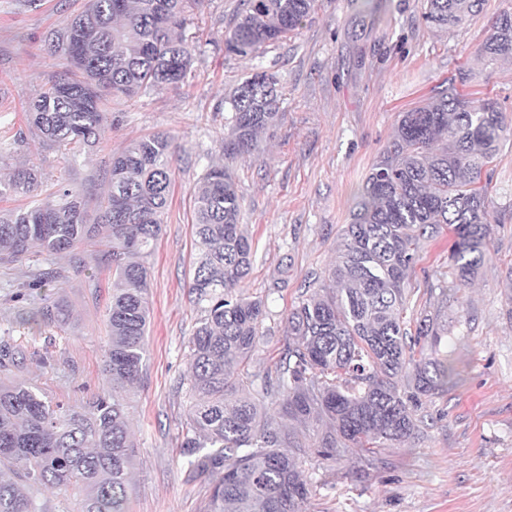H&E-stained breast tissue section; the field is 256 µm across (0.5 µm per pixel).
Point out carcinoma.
Returning a JSON list of instances; mask_svg holds the SVG:
<instances>
[{
	"instance_id": "cac0c4a2",
	"label": "carcinoma",
	"mask_w": 512,
	"mask_h": 512,
	"mask_svg": "<svg viewBox=\"0 0 512 512\" xmlns=\"http://www.w3.org/2000/svg\"><path fill=\"white\" fill-rule=\"evenodd\" d=\"M317 0H241L224 50L259 56L303 27ZM199 0H88L62 40L80 77L50 83L28 105L42 137L59 146L92 145L102 133L107 92L131 97L176 87L192 65L185 34ZM483 0H425L423 18L440 31L480 13ZM512 51V12L490 21L483 53ZM448 80L440 95L404 112L355 197L336 258L314 277L289 313L288 342L275 368L250 371L266 300L239 293L253 265L240 216L243 197L224 165L210 167L194 194L196 262L190 288L201 316L186 345L191 412L181 455L211 478L199 512H300L310 494L297 458L307 448L333 458L374 454L415 434V408L448 390L453 369L441 350L448 309L406 319L410 280L423 242L448 226V259L458 286L485 262L489 186L512 120L491 99L471 100ZM276 73L256 70L224 101V156L251 154L279 118ZM172 139L132 141L112 158L98 223H84L81 194H58L21 211L0 212V264L38 247L63 253L107 239L112 300L104 370L112 389L131 391L143 369L149 322L145 259L161 232L171 188ZM41 175L19 168L0 195L30 191ZM18 350L0 344V512H48L44 486L74 491L70 512H126L134 442L130 396L103 395L77 407L52 403L9 381Z\"/></svg>"
}]
</instances>
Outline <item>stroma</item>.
<instances>
[{"mask_svg":"<svg viewBox=\"0 0 512 512\" xmlns=\"http://www.w3.org/2000/svg\"><path fill=\"white\" fill-rule=\"evenodd\" d=\"M86 0H0V177L37 169L36 192L0 196L19 210L65 184L96 223L113 156L133 140L172 137V188L159 238L146 259L150 320L140 380L131 395L135 444L127 512H198L207 480L191 477L180 454L190 404L187 342L200 316L193 277L196 184L224 160V99L245 75L277 74L282 104L275 126L254 151L229 164L243 196L240 222L255 253L244 293L266 296L269 314L254 370L273 367L287 340V317L312 274L336 257L354 197L402 112L437 96L466 72L462 93L498 100L512 117V52H482L491 18L512 0H484L482 11L445 32L428 26L424 0H319L304 26L263 56L224 51L239 0H200L186 30L195 46L179 88L104 98L98 143L52 146L26 117V106L68 68L58 36ZM489 187L494 222L484 266L448 309V360L460 374L447 393L423 400L418 432L375 458L301 456L311 495L302 512H512V142L494 164ZM440 233L423 244L410 286L417 307L441 301L451 281ZM286 287H278V279ZM112 268L80 246L65 254L32 249L0 265V341L20 345L15 381L48 399L84 403L111 391L103 371ZM66 303L65 325L26 322L36 310Z\"/></svg>","mask_w":512,"mask_h":512,"instance_id":"1","label":"stroma"}]
</instances>
